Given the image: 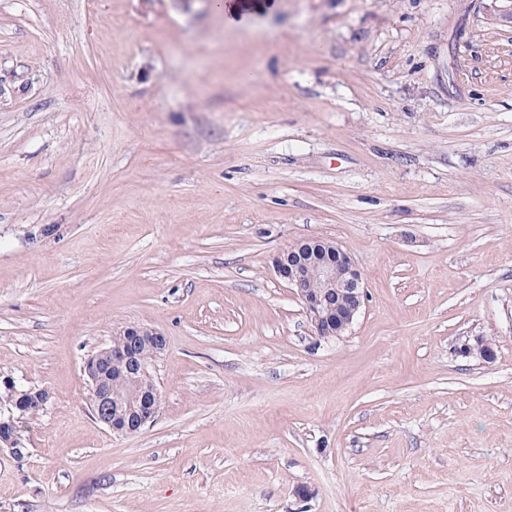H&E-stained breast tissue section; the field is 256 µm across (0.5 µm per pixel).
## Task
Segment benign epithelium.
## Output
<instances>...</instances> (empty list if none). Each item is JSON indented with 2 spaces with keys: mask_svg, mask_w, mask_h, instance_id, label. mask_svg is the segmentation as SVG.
Masks as SVG:
<instances>
[{
  "mask_svg": "<svg viewBox=\"0 0 512 512\" xmlns=\"http://www.w3.org/2000/svg\"><path fill=\"white\" fill-rule=\"evenodd\" d=\"M272 267L276 275L296 290L314 335L323 338H340L352 328L364 304L365 283L363 273L354 258L337 244L319 238L302 241L296 250L281 251L274 255ZM126 335L132 344L147 336L154 339L159 354L165 353L161 333L139 327H128ZM112 348L104 347L98 354L83 363L96 420L118 434H135L153 423L157 410L138 406L154 384L150 368L139 363L133 350L123 353L132 361L134 372L130 376L131 393L120 398L112 394ZM0 383L17 395L12 404L0 412V442L18 455L15 422L25 414L26 396H33L46 404L49 395L42 389H17L15 379L0 377Z\"/></svg>",
  "mask_w": 512,
  "mask_h": 512,
  "instance_id": "obj_1",
  "label": "benign epithelium"
}]
</instances>
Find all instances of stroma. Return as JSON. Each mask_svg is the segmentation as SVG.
I'll use <instances>...</instances> for the list:
<instances>
[{
    "instance_id": "35a3bbf8",
    "label": "stroma",
    "mask_w": 512,
    "mask_h": 512,
    "mask_svg": "<svg viewBox=\"0 0 512 512\" xmlns=\"http://www.w3.org/2000/svg\"><path fill=\"white\" fill-rule=\"evenodd\" d=\"M307 237L364 274L338 339ZM123 326L167 338L127 436ZM1 373L50 399L0 512H512V0H0ZM272 267L295 288L315 336L338 339L350 331L364 304L365 283L346 250L328 240L305 239L297 250L274 255ZM125 332L127 336L119 333L112 336L110 342L112 347L101 348L98 354L88 357L83 363V372L87 378L96 420L114 433L130 435L140 432L148 424L153 423L157 416V410L159 412L161 406V395L157 386L155 385L153 391L150 387L154 386L150 373L152 365L147 367L140 364L136 359V354L139 361L150 363L155 356L154 342L159 351L156 359L162 356L166 349L160 338L162 334L157 331L127 327ZM129 336L132 338L130 345L134 344V348L139 344L140 339H144L146 336H151L154 342L149 339L141 341L136 354L132 348L123 353L122 357L126 361H132L134 372L130 376L131 393L125 398H120L112 395V387L114 393L124 392L121 375L125 373L126 362L122 357H117L112 361L111 371V358L114 357L112 348L116 352L124 351L129 347L131 340ZM148 392L145 400L148 405L153 407L143 408V404L138 407V402L142 398L144 399Z\"/></svg>"
}]
</instances>
